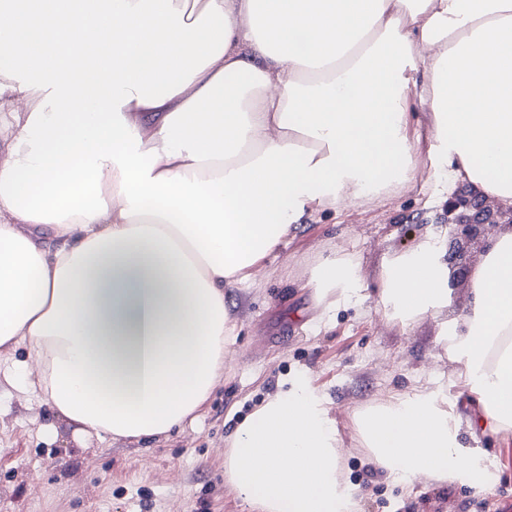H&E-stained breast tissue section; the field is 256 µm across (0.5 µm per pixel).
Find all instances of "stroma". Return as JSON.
<instances>
[{"label":"stroma","instance_id":"obj_1","mask_svg":"<svg viewBox=\"0 0 512 512\" xmlns=\"http://www.w3.org/2000/svg\"><path fill=\"white\" fill-rule=\"evenodd\" d=\"M465 200L484 201L497 223L461 240L448 265L450 304L409 325L388 319L377 297L384 255L427 237L450 242L448 207ZM500 223L512 225V206L481 199L464 181L439 193L424 172L401 191L305 217L253 278L225 288L236 336L221 377L193 422L153 437L99 439L0 372V512H249L224 479V454L242 421L301 377L337 420L355 512H490L491 500L512 497V439L478 442L481 466L494 469L490 484L427 478L407 487L371 461L354 417L438 377L459 425L476 413L475 395L446 369L440 330L464 312L471 270ZM336 255L360 262L365 289L328 315L308 271Z\"/></svg>","mask_w":512,"mask_h":512}]
</instances>
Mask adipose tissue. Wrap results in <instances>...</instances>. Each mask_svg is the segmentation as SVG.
I'll list each match as a JSON object with an SVG mask.
<instances>
[{
  "label": "adipose tissue",
  "instance_id": "1",
  "mask_svg": "<svg viewBox=\"0 0 512 512\" xmlns=\"http://www.w3.org/2000/svg\"><path fill=\"white\" fill-rule=\"evenodd\" d=\"M418 93L420 154L405 108ZM0 343L98 437L194 421L235 332L224 288L247 281L307 213L399 190L423 167L512 205V0H0ZM387 317L448 306L432 239L380 268ZM322 297L360 295L359 263L310 271ZM444 323L480 411L512 431V226ZM432 379L366 406L355 425L393 481L474 482ZM337 429L308 380L238 428L224 477L250 512H353ZM407 112L409 130L419 133L422 132V137L419 142V147L423 155L428 153L430 141L427 137L428 115L425 107L419 103L418 98L411 95L407 100Z\"/></svg>",
  "mask_w": 512,
  "mask_h": 512
}]
</instances>
